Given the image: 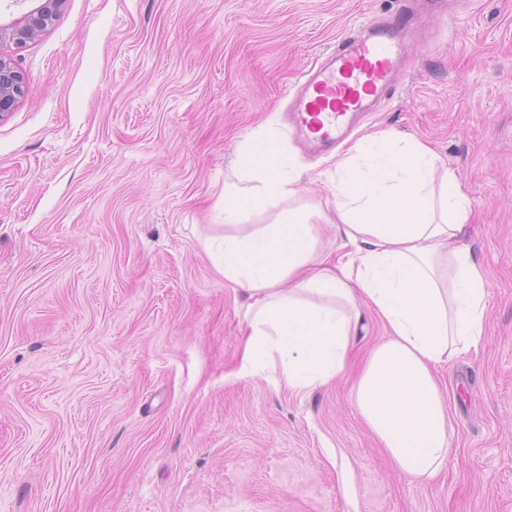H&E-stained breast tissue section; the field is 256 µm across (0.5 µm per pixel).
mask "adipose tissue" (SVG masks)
<instances>
[{
  "mask_svg": "<svg viewBox=\"0 0 512 512\" xmlns=\"http://www.w3.org/2000/svg\"><path fill=\"white\" fill-rule=\"evenodd\" d=\"M300 174L255 131L224 183L225 281L250 300L244 370H280L288 388L324 384L344 368L362 308L383 322L356 384L357 410L391 461L419 481L451 453L450 415L434 369L478 348L489 281L464 238L471 201L452 169L421 142L376 133L336 164L342 245L322 249L304 207L269 224L257 213L295 195Z\"/></svg>",
  "mask_w": 512,
  "mask_h": 512,
  "instance_id": "1",
  "label": "adipose tissue"
}]
</instances>
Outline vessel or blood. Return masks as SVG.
<instances>
[{"mask_svg":"<svg viewBox=\"0 0 512 512\" xmlns=\"http://www.w3.org/2000/svg\"><path fill=\"white\" fill-rule=\"evenodd\" d=\"M401 0L392 14L342 36L336 49L305 72L292 95L290 120L310 146L328 151L343 142L361 116L374 111L385 91L401 83L413 41L422 33L413 9Z\"/></svg>","mask_w":512,"mask_h":512,"instance_id":"vessel-or-blood-1","label":"vessel or blood"}]
</instances>
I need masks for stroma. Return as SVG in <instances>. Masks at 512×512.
<instances>
[{
  "label": "stroma",
  "instance_id": "stroma-1",
  "mask_svg": "<svg viewBox=\"0 0 512 512\" xmlns=\"http://www.w3.org/2000/svg\"><path fill=\"white\" fill-rule=\"evenodd\" d=\"M397 0H67L13 56L0 119V512H512V0H449L363 124L417 140L472 200L486 336L441 365L452 457L400 471L344 371L296 392L241 372L249 300L204 245L261 127L335 217L336 154L283 119L304 70Z\"/></svg>",
  "mask_w": 512,
  "mask_h": 512
}]
</instances>
